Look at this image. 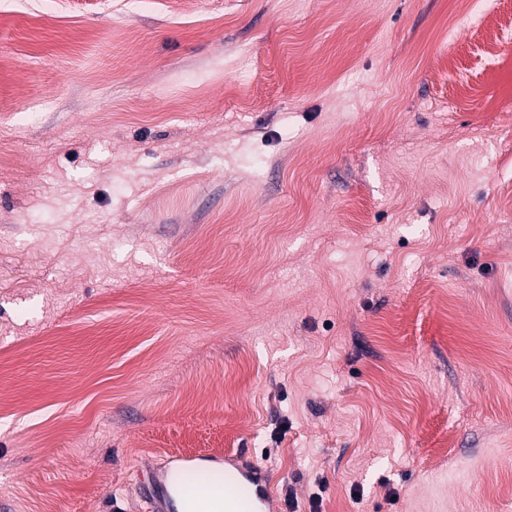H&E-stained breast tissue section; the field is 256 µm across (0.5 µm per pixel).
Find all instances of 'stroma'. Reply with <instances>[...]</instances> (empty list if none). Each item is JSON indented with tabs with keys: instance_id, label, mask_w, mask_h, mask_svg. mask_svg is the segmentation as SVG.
<instances>
[{
	"instance_id": "1",
	"label": "stroma",
	"mask_w": 512,
	"mask_h": 512,
	"mask_svg": "<svg viewBox=\"0 0 512 512\" xmlns=\"http://www.w3.org/2000/svg\"><path fill=\"white\" fill-rule=\"evenodd\" d=\"M0 18V512H512V0ZM270 167L253 179L246 157ZM262 472L256 466L250 470L240 468L232 469L225 457L224 485L203 484L189 489L178 488L186 493L189 499L214 498L223 502L224 512H271L273 511V497L270 495L267 484H259Z\"/></svg>"
}]
</instances>
